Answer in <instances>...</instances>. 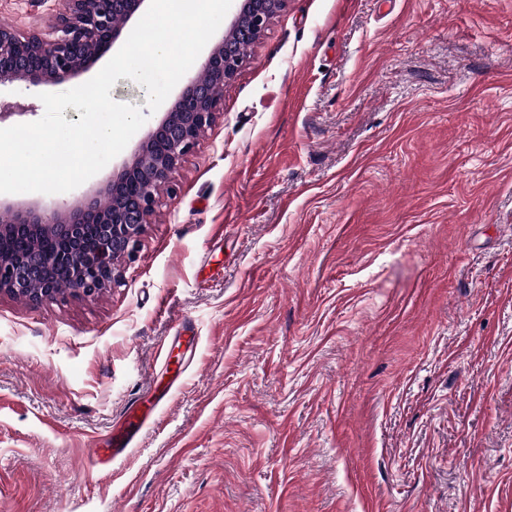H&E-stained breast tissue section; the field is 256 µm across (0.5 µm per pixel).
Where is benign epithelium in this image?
Instances as JSON below:
<instances>
[{"instance_id":"1","label":"benign epithelium","mask_w":512,"mask_h":512,"mask_svg":"<svg viewBox=\"0 0 512 512\" xmlns=\"http://www.w3.org/2000/svg\"><path fill=\"white\" fill-rule=\"evenodd\" d=\"M146 0H64L54 36L21 35L0 27V86L57 85L89 70L122 36ZM288 0H241L230 28L207 52L200 75L179 92L162 122L148 131L133 163L116 175L106 201L64 212L37 205H1L9 220L0 242L30 241L18 256L0 252V294L31 302L55 300L63 289L92 296L114 281L117 263L134 251L158 204V188L212 125L224 86L246 64L241 41L256 42Z\"/></svg>"}]
</instances>
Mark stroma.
Masks as SVG:
<instances>
[{"instance_id":"35a3bbf8","label":"stroma","mask_w":512,"mask_h":512,"mask_svg":"<svg viewBox=\"0 0 512 512\" xmlns=\"http://www.w3.org/2000/svg\"><path fill=\"white\" fill-rule=\"evenodd\" d=\"M171 181L118 282L0 295V512H512V0H288ZM168 391H153V400L147 406L132 405L124 414L120 427L112 430V437L106 448L97 449V464L103 468L108 467L112 461L124 456L130 448H133L142 430L149 425L157 408L161 407Z\"/></svg>"}]
</instances>
